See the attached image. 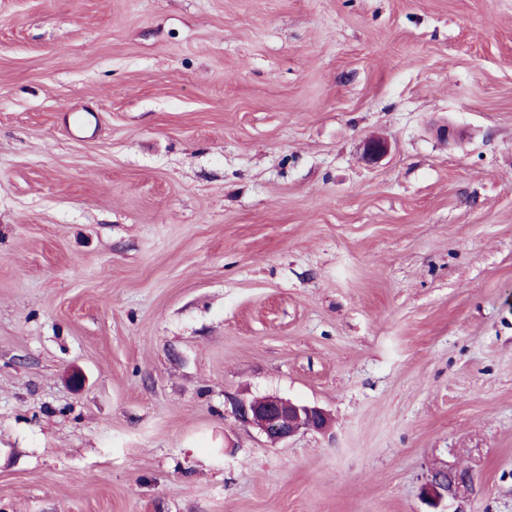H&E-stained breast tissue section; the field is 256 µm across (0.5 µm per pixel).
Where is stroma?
<instances>
[{"instance_id":"obj_1","label":"stroma","mask_w":512,"mask_h":512,"mask_svg":"<svg viewBox=\"0 0 512 512\" xmlns=\"http://www.w3.org/2000/svg\"><path fill=\"white\" fill-rule=\"evenodd\" d=\"M0 512H512V0H0ZM238 421L254 426L267 440L285 442L301 429L322 431L330 424L329 415L319 407L298 404L277 395L233 403Z\"/></svg>"}]
</instances>
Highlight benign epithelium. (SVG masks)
I'll return each instance as SVG.
<instances>
[{
    "mask_svg": "<svg viewBox=\"0 0 512 512\" xmlns=\"http://www.w3.org/2000/svg\"><path fill=\"white\" fill-rule=\"evenodd\" d=\"M388 143L380 137H370L363 145V157L369 162L381 159ZM238 421L258 429L267 440L285 442L300 430L322 431L330 424L329 415L319 407L295 403L277 395H267L251 401L233 403Z\"/></svg>",
    "mask_w": 512,
    "mask_h": 512,
    "instance_id": "1",
    "label": "benign epithelium"
}]
</instances>
